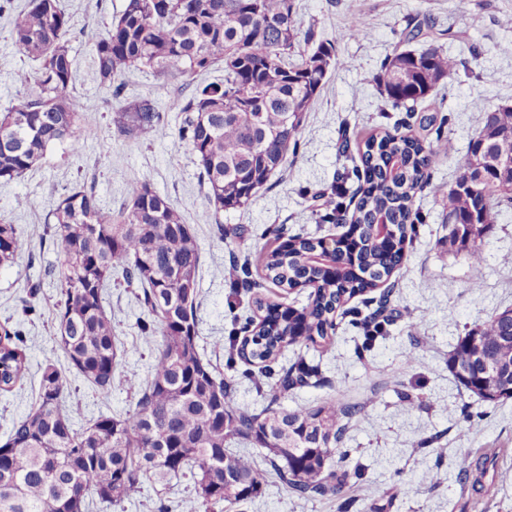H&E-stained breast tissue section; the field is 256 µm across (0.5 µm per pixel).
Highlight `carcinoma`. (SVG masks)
I'll list each match as a JSON object with an SVG mask.
<instances>
[{
	"instance_id": "obj_1",
	"label": "carcinoma",
	"mask_w": 512,
	"mask_h": 512,
	"mask_svg": "<svg viewBox=\"0 0 512 512\" xmlns=\"http://www.w3.org/2000/svg\"><path fill=\"white\" fill-rule=\"evenodd\" d=\"M294 2L126 0L118 16L95 30L96 73L117 98L124 86L119 77L130 68L194 77L224 66V78L193 85L174 131L150 99L121 105L114 117L120 137L172 138L187 148L216 217L246 207L282 167L328 72L341 64L330 42L315 44L309 35L298 39ZM368 29L366 19L354 13L347 36L362 38ZM70 32L59 0H28L13 23L12 43L38 69L20 104L0 112V182L19 179L55 145L97 135L71 92L76 61ZM458 71L456 59L433 47L397 50L375 82L385 104L412 115ZM342 137V156L352 172L336 174L330 192L320 195L325 209L320 222L342 220L343 205L336 198L349 196L351 221L359 225L357 240L347 245L355 259L335 274L318 250L322 238L300 234L266 254L265 279L280 288L299 283L313 288L298 308L257 302L261 315L249 323L250 335L230 338L229 350L257 365L266 378L284 348L329 342L336 312L393 275L421 220L415 208L420 193L428 192L444 212L460 219L448 225V246L467 251L472 267L480 270L485 255L477 241L492 231L501 200L512 201V175H499L505 151H512L511 104L482 108L479 133L458 160L464 174L452 185L431 181L433 150L409 128H385L353 143L347 133ZM477 153L485 173L481 180L465 174ZM351 174L356 186L349 189ZM380 213L395 234L377 245L371 242L372 226ZM53 219L51 245L58 263L47 275L60 288L55 339L64 363L45 364L36 402L0 445V512H87L92 501L108 512L139 495L151 476L165 486L191 477L190 512L216 506L231 512L258 495L271 474L300 497L334 494L346 483L348 473L336 471L333 460L343 421L352 415L349 407L323 402L270 407L259 414L236 408L229 383L200 356V251L190 225L167 198L138 181L112 210L101 205L94 186L77 184L60 195ZM22 239L17 225L0 220V265L16 262ZM115 277L141 288L140 302L151 322H140V328L160 340L135 406L78 426L66 407L67 375L108 393L119 373L118 338L105 309ZM511 312H497L468 330L448 358L459 385L492 406L512 400ZM392 322L380 304L361 319L363 326L374 327L370 339ZM489 352L504 369L486 392L477 373ZM27 374L19 332L1 323L0 392H12ZM316 374L302 364L278 374L275 386L282 392L306 387ZM240 439L253 440L254 451L229 447ZM256 457L269 468L258 465ZM234 474L246 486L225 480Z\"/></svg>"
}]
</instances>
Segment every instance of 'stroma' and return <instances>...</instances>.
Masks as SVG:
<instances>
[{"label":"stroma","mask_w":512,"mask_h":512,"mask_svg":"<svg viewBox=\"0 0 512 512\" xmlns=\"http://www.w3.org/2000/svg\"><path fill=\"white\" fill-rule=\"evenodd\" d=\"M61 3L71 19L70 47L78 68L74 93L98 134L74 146H54L23 177L0 183V219L24 232L20 258L0 267V323L11 322L20 331L29 365L22 389L0 394V441L35 401L45 361L61 356L54 336L59 290L45 274L57 262L48 241L54 230L48 219L59 193L85 182L95 186L104 206L115 209L125 200L129 184L144 181L169 199L196 236L201 253L200 352L230 383L234 405L258 412L273 403L293 408L333 399L359 408L346 422L335 461L340 471L363 465L362 478H348L341 495L304 499L272 476L242 512H374L381 506L387 512H512V400L499 406L477 402L448 369L459 336L512 308V203L500 204L494 230L483 240L487 262L476 288L466 253L448 246L440 205L421 195L417 205L423 222L391 277L396 317L386 335L368 340L359 325L367 299L380 296L374 290L353 298L337 314L328 348L290 347L273 364L277 371L301 360L318 366L321 386L285 394L256 387L257 366L231 355L228 348L230 336L256 315V299L297 307L306 303L308 289L285 290L265 281L262 259L278 244L266 229L281 226L291 235L311 232L320 237L339 234L337 225L318 223L310 197L326 189L345 164L337 151L340 131L361 139L405 119L404 109L383 107L374 82L395 50L432 45L467 62L421 109L443 121L441 127L428 128V141L448 138L453 145L450 153L434 156L431 178L455 181L460 174L457 160L480 129L473 99L512 104V26L502 23L512 16V0H295L300 30H314L317 38L330 41L342 64L329 73L307 112L298 145L289 151L282 171L258 189L247 207L218 218L207 205L194 157L185 147L152 137L129 141L114 132L119 97L101 85L85 32L110 22L124 0ZM24 5L25 0H0V111L18 104L36 76V62L10 39L12 21ZM355 13L369 23L361 39L345 35ZM124 83L121 97H151L171 121L190 92L186 75L157 77L135 70L125 75ZM19 196L27 200L21 209L15 206ZM232 262L246 263L259 289L251 293L233 287L224 277ZM29 282L36 283L35 293L27 292ZM137 294V287L122 282L108 290L105 307L119 340V369L125 379L106 394L72 380L67 403L79 411L76 424L135 405L136 393L126 380L147 378L156 344L154 336L140 329L144 312ZM409 353L418 358V366L406 364ZM402 389L422 397L423 407L400 402L397 393ZM463 458L470 463L466 473L458 466ZM192 495L190 479L167 489L149 479L137 498L111 512H156L162 500L171 512H181Z\"/></svg>","instance_id":"stroma-1"}]
</instances>
